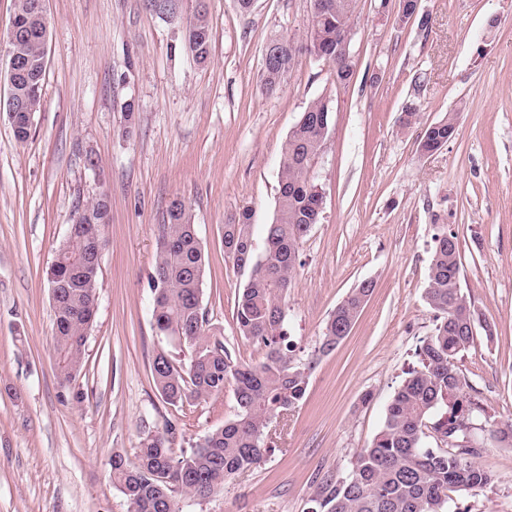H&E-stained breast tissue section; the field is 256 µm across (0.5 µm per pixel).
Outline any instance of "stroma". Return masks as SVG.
Here are the masks:
<instances>
[{"label":"stroma","mask_w":512,"mask_h":512,"mask_svg":"<svg viewBox=\"0 0 512 512\" xmlns=\"http://www.w3.org/2000/svg\"><path fill=\"white\" fill-rule=\"evenodd\" d=\"M206 5L208 63L184 44ZM47 69L31 136L14 138L0 81V512H128L109 459L135 460L145 427L176 428L189 448L236 413L232 388L177 410L150 377L164 345L148 275L157 226L184 199L209 255L203 306L240 361L235 303L245 276L224 255L227 215L250 208L255 244L275 213L280 151L307 106L331 123L312 177L322 217L299 248L288 290L290 341L313 358L307 393L278 425L276 449L182 512H313L324 479L345 476L434 328L424 300L439 225L460 243L461 287L490 323L459 367L489 424L512 421V0H420L428 26L397 22L396 0H358L353 78L299 53L281 87L260 89L271 36L304 40L310 0H46ZM135 120L127 122L126 105ZM413 120H406L407 110ZM457 115L454 139L420 150L425 129ZM107 195L92 328L66 398L56 376L46 271L78 207ZM375 288L349 335L316 354L329 315L361 282ZM477 461L494 486L455 493L461 512H512V447Z\"/></svg>","instance_id":"1"}]
</instances>
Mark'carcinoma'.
Returning <instances> with one entry per match:
<instances>
[{
  "label": "carcinoma",
  "instance_id": "1",
  "mask_svg": "<svg viewBox=\"0 0 512 512\" xmlns=\"http://www.w3.org/2000/svg\"><path fill=\"white\" fill-rule=\"evenodd\" d=\"M305 41L339 73L350 65L336 56V44L351 33L357 0H323ZM35 26L19 51L29 69L16 92L31 98L39 111L44 88V32ZM185 43L199 64L210 58L211 27L205 9L188 22ZM278 50L277 66L261 75L260 85L275 92L301 50L291 37L269 40ZM330 110L313 101L290 131L281 149L278 206L267 225L262 248L251 234L248 209L227 216L224 250L238 254L234 262L246 274L235 304L236 327L245 340L266 348L263 361L243 363L233 358L209 328L202 306L205 250L184 201L173 199L167 220L157 225L158 247L151 279L152 318L158 335L190 350L189 362L176 363L163 349L151 364V378L162 400L181 409L234 386L237 412L223 426L209 431L189 449L175 454L173 427L143 431L137 463L120 453L109 459L112 484L129 503V512H181L176 494L205 499L224 481L258 465L272 451L270 426L305 397L312 362L291 355L286 298L291 287L299 244L320 220V199L312 191L309 157L329 130ZM455 117L427 128L420 145L438 150L455 137ZM112 216L105 196L77 209L68 235L57 250L62 263L48 279L53 303L54 352L58 378L65 392L82 366L81 355L94 315L100 268L91 267L103 247ZM457 234L443 229L434 237L425 301L435 314L433 333L423 340L420 367L407 377L388 403L381 430L357 454L349 473L322 482L315 512H453L452 493L483 490L494 485L491 470L473 461L477 452L467 442L495 439L512 447V423L486 427L478 420L484 407L467 399V383L458 366L475 344L477 327L491 335L486 318L461 285ZM373 288L359 286L330 315L317 352L328 354L348 336Z\"/></svg>",
  "mask_w": 512,
  "mask_h": 512
}]
</instances>
